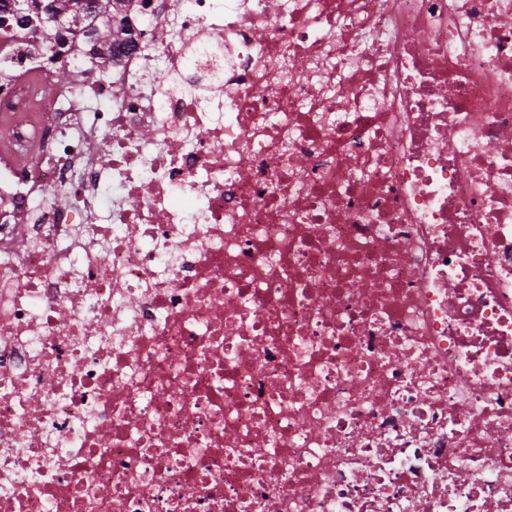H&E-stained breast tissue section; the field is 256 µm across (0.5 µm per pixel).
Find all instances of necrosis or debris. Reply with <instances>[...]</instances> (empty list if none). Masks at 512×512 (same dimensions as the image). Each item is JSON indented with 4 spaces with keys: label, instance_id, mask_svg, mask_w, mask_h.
<instances>
[{
    "label": "necrosis or debris",
    "instance_id": "necrosis-or-debris-1",
    "mask_svg": "<svg viewBox=\"0 0 512 512\" xmlns=\"http://www.w3.org/2000/svg\"><path fill=\"white\" fill-rule=\"evenodd\" d=\"M126 15L0 71V512H512V0Z\"/></svg>",
    "mask_w": 512,
    "mask_h": 512
}]
</instances>
